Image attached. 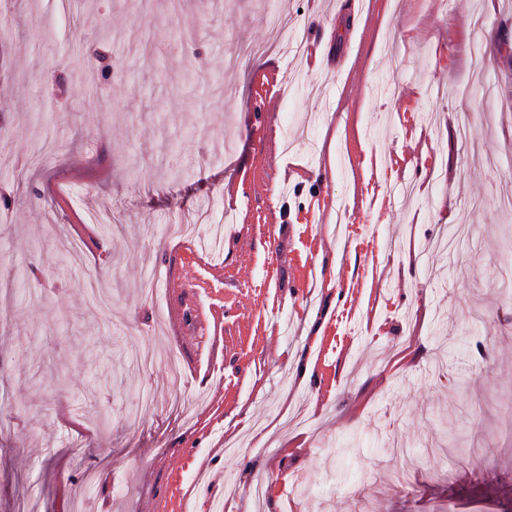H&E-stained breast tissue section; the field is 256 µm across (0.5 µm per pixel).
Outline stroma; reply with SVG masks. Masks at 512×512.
<instances>
[{
	"label": "stroma",
	"instance_id": "35a3bbf8",
	"mask_svg": "<svg viewBox=\"0 0 512 512\" xmlns=\"http://www.w3.org/2000/svg\"><path fill=\"white\" fill-rule=\"evenodd\" d=\"M350 2L0 0V512H512V0Z\"/></svg>",
	"mask_w": 512,
	"mask_h": 512
}]
</instances>
